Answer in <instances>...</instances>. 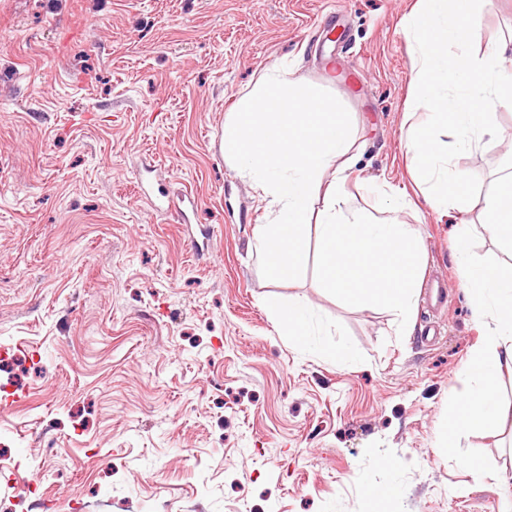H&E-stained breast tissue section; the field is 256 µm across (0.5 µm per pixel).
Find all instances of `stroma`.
I'll list each match as a JSON object with an SVG mask.
<instances>
[{"label":"stroma","mask_w":512,"mask_h":512,"mask_svg":"<svg viewBox=\"0 0 512 512\" xmlns=\"http://www.w3.org/2000/svg\"><path fill=\"white\" fill-rule=\"evenodd\" d=\"M414 0H0V506L9 512H499L512 419L447 449L482 328L460 286L456 225L423 201L404 156ZM345 15L333 47L318 27ZM512 40L491 0L477 56ZM347 108L349 209L398 198L443 279L393 311L336 302L307 266L271 281L256 251L274 215L216 148L224 117L281 63ZM477 139L453 169L488 191L507 159ZM193 194L198 207L183 202ZM179 203L159 214L158 201ZM198 248H190L189 239ZM313 314L314 350L271 307ZM339 357L319 354L322 346ZM388 488L376 499L372 489Z\"/></svg>","instance_id":"35a3bbf8"}]
</instances>
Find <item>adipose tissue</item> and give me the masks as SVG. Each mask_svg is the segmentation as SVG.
<instances>
[{"label": "adipose tissue", "mask_w": 512, "mask_h": 512, "mask_svg": "<svg viewBox=\"0 0 512 512\" xmlns=\"http://www.w3.org/2000/svg\"><path fill=\"white\" fill-rule=\"evenodd\" d=\"M471 241L470 230L462 229L453 251L461 286L484 333L469 362L475 385L463 402L448 407L452 437L475 426L495 429L508 415L500 396V377L503 370L512 371V277H503L492 264L476 259Z\"/></svg>", "instance_id": "1"}]
</instances>
